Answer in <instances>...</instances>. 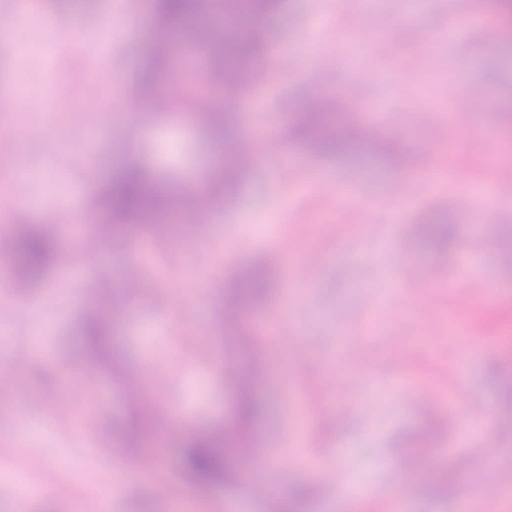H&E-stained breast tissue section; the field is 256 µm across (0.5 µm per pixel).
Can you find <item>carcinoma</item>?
<instances>
[{"instance_id": "obj_1", "label": "carcinoma", "mask_w": 512, "mask_h": 512, "mask_svg": "<svg viewBox=\"0 0 512 512\" xmlns=\"http://www.w3.org/2000/svg\"><path fill=\"white\" fill-rule=\"evenodd\" d=\"M282 0H154L156 20L154 50L139 67L137 91L146 95L166 73L168 58L178 44L190 38L200 41L209 54L210 70L207 84L209 95L221 91L223 80L236 77L242 85L249 84L264 61L268 41L265 20L281 6ZM500 16V29L512 35V0H491ZM226 18L245 25L230 41L212 34L211 23ZM209 99L192 94H180L178 105L193 113L205 131L222 145L235 144L238 112L233 106L211 109ZM292 139L311 153L322 157L349 158L359 153L376 152L381 140L350 125L349 118L339 115L338 107L328 98L315 101L308 97L301 112L289 127ZM246 164L238 162L217 169L208 184L207 193L218 201L233 198L245 173ZM99 206L111 221L110 233L121 237H136L169 231L164 220L180 214L187 205H196V197L179 191L150 168L139 162H122L116 173L105 183L99 194ZM10 268L24 281L33 285L47 270L64 266L56 238L48 233L25 230L13 233L10 245ZM271 269L259 264L239 272L224 295L225 315L220 322L231 335H239L243 311L261 304ZM83 355L92 366L117 363L110 349V324L105 314L93 312L81 324ZM259 363L224 364V380L235 390L232 418L210 428L196 430L186 439L182 471L195 485L207 488L222 483L226 488L238 484L244 464L255 454L259 430L261 403L258 389L264 384ZM154 429L153 414L138 411L129 427V440L143 446ZM310 496L303 491H288V504L281 512H309Z\"/></svg>"}]
</instances>
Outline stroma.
Returning a JSON list of instances; mask_svg holds the SVG:
<instances>
[{"instance_id": "35a3bbf8", "label": "stroma", "mask_w": 512, "mask_h": 512, "mask_svg": "<svg viewBox=\"0 0 512 512\" xmlns=\"http://www.w3.org/2000/svg\"><path fill=\"white\" fill-rule=\"evenodd\" d=\"M150 2L93 0L62 14L31 0L42 24L29 28L0 0L10 37L0 46V95L14 101L0 112V131L15 139L0 159V226L50 223L74 252L70 225L55 221L59 205L82 223L99 218L100 187L125 157H140L176 185L207 176L218 149L197 122L178 108L153 117L125 105L132 64L152 42L151 16L137 33L126 20ZM458 16L469 24L449 36ZM498 21L487 0H283L265 22L268 80L252 89L238 134L279 141L293 178L283 183L269 164L252 165L235 198L206 223L186 215L182 233L155 241L143 261L147 294L125 290L133 259L126 240L95 261L76 259L79 278L49 274L0 301V332L17 352L0 353L13 375L0 395V512H83L98 497L105 512H172L179 499L194 512H233L242 499L244 512H279L292 486L307 488L317 512H396L403 489L407 512H462L466 502L474 512H512V268L494 260L497 242L512 234V195L471 212L454 205L459 192L496 186L512 170V38L489 45L477 33ZM394 27L404 39L390 51L344 54L351 36ZM313 83L348 113H373L394 136L395 158L317 157L296 145L286 119ZM472 84L497 109L460 128L449 118L448 89ZM34 98L37 118L29 115ZM422 105L435 109L436 122L419 120ZM175 140L176 157L168 153ZM429 222L450 225L451 242L418 232ZM284 235L292 253L273 269L261 307L245 313L269 373L259 436L279 454L234 489H202L182 475L183 440L169 410L186 406L188 429L232 417L220 365L248 354L220 334L218 293ZM404 264L432 282L429 310L394 294ZM89 283L124 309L111 344L126 374L148 378L160 397L157 475H139L124 452L136 404L123 376L87 368L79 353ZM452 320L460 326L453 335ZM63 378L80 388L71 415L54 417L46 408ZM471 404L487 411L474 433L440 428L443 416ZM458 456L469 459L467 473H454ZM118 460L126 477L115 487ZM341 473L366 482L361 502L342 500ZM22 483L32 493L21 502Z\"/></svg>"}]
</instances>
